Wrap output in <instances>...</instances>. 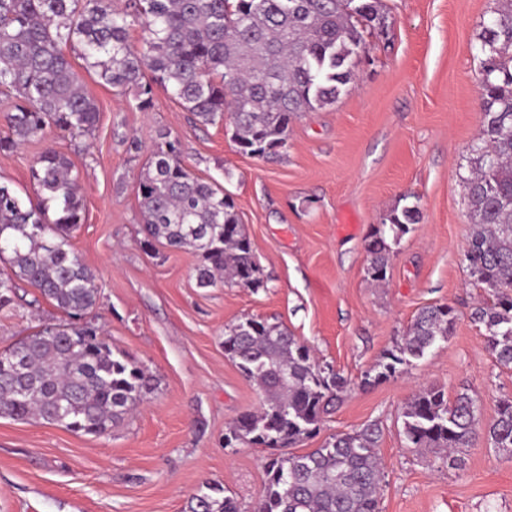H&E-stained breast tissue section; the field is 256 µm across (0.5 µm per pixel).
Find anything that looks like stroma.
Here are the masks:
<instances>
[{
    "mask_svg": "<svg viewBox=\"0 0 512 512\" xmlns=\"http://www.w3.org/2000/svg\"><path fill=\"white\" fill-rule=\"evenodd\" d=\"M384 30L365 33V60L336 102L305 112L278 156L242 154L230 125L200 126L163 91L142 111L70 50L99 106L90 135L54 130L0 154V182L35 196L30 166L43 151L70 157L86 220L71 244L97 277L92 318L113 351L140 362L154 390L98 437L42 420L0 418V512H187L205 482L222 484L254 512L269 449L225 446L260 394L224 353V333L248 318L274 319L315 350L348 384L295 454L378 423L384 475L381 512H512V454L486 435L460 467L435 468L408 448L402 412L423 386L479 400L481 425L512 396V368L490 354L470 320L486 300L464 250L472 231L463 180L481 126V37L502 0H382ZM182 144L197 176L219 182L236 210L264 286L202 288L196 255L144 250L138 182L161 134ZM138 139L140 151L129 148ZM417 207L419 220L392 243L384 281L368 273L366 240L387 215ZM454 307L458 320L408 371L381 382L365 374L406 333L421 308Z\"/></svg>",
    "mask_w": 512,
    "mask_h": 512,
    "instance_id": "35a3bbf8",
    "label": "stroma"
}]
</instances>
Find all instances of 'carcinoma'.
<instances>
[{
    "instance_id": "cac0c4a2",
    "label": "carcinoma",
    "mask_w": 512,
    "mask_h": 512,
    "mask_svg": "<svg viewBox=\"0 0 512 512\" xmlns=\"http://www.w3.org/2000/svg\"><path fill=\"white\" fill-rule=\"evenodd\" d=\"M381 0H0V153L54 129L77 139L95 129L99 109L64 51H80L100 81L119 93L136 90L137 108L154 106V87L201 125L229 118L239 150L269 158L286 145L289 125L303 112L332 105L354 80L351 64L363 33L384 26ZM139 28L138 44L131 31ZM512 0L485 27L480 46L494 59L482 82V125L464 181L475 229L465 260L475 284L488 290L472 320L486 329L496 361L512 368ZM36 199L0 183V308L13 304L19 284L36 289L66 319L34 327L0 351V418L64 423L73 432L101 435L151 393V377L115 354L86 317L100 288L70 243L84 222L78 174L55 151L30 167ZM142 243L189 248L199 287L224 282L260 288L259 266L235 203L224 187L197 177L178 139L161 135L140 173ZM415 207L392 210L369 236V274L386 278L390 246L416 223ZM449 305L422 308L401 342L374 366L378 382L407 371L413 361L452 335ZM224 352L261 394L260 408L235 419L224 446L249 443L277 449L311 436L347 381L321 366L311 348L279 323L248 318L224 334ZM477 399H454L422 388L403 411L408 446L448 464L478 437ZM376 423L342 434L302 455L271 454L256 512H379L382 472ZM493 447L512 452V397L499 400L487 428ZM223 487L204 483L188 512H240Z\"/></svg>"
}]
</instances>
